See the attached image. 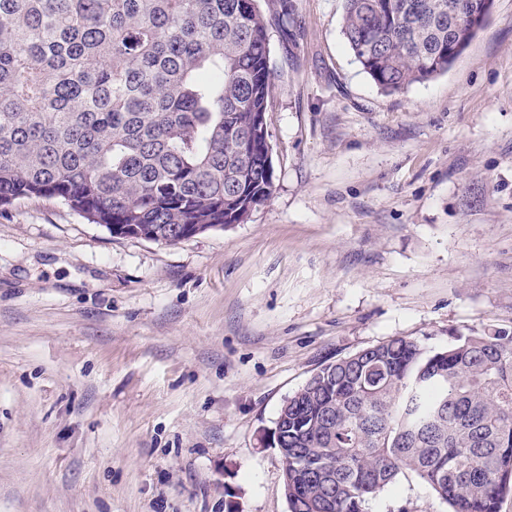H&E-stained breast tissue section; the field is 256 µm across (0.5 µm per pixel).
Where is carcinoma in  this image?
I'll return each mask as SVG.
<instances>
[{"label": "carcinoma", "instance_id": "1", "mask_svg": "<svg viewBox=\"0 0 512 512\" xmlns=\"http://www.w3.org/2000/svg\"><path fill=\"white\" fill-rule=\"evenodd\" d=\"M455 6L448 15V3ZM494 0H345L343 34L393 93L448 72ZM261 0H0V208L61 201L164 243L269 200L273 96ZM290 512H363L406 472L451 512L512 493V333L439 350L397 337L320 367L281 405ZM323 464L309 480L310 460Z\"/></svg>", "mask_w": 512, "mask_h": 512}]
</instances>
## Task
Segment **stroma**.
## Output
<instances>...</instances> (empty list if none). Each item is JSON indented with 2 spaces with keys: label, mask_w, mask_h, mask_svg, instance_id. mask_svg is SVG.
<instances>
[{
  "label": "stroma",
  "mask_w": 512,
  "mask_h": 512,
  "mask_svg": "<svg viewBox=\"0 0 512 512\" xmlns=\"http://www.w3.org/2000/svg\"><path fill=\"white\" fill-rule=\"evenodd\" d=\"M274 187L176 245L54 199L0 211V512H289L285 398L394 337L512 331V0L381 91L344 0H262ZM364 512H449L400 474Z\"/></svg>",
  "instance_id": "stroma-1"
}]
</instances>
